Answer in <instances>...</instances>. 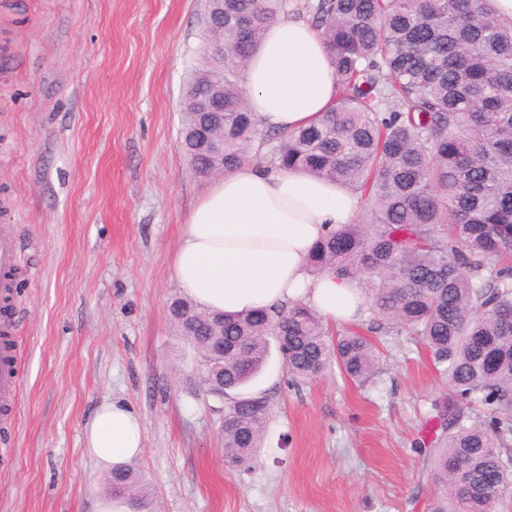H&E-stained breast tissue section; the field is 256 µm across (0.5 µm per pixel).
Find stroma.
Here are the masks:
<instances>
[{
  "label": "stroma",
  "mask_w": 512,
  "mask_h": 512,
  "mask_svg": "<svg viewBox=\"0 0 512 512\" xmlns=\"http://www.w3.org/2000/svg\"><path fill=\"white\" fill-rule=\"evenodd\" d=\"M205 0H0V231L19 250L18 385L0 399V512H97L84 447L103 402L143 428L155 512H428L422 449L448 391L412 336L381 337L373 381L295 384L279 354L260 463L224 460L221 403L169 314L172 260L210 184L178 146Z\"/></svg>",
  "instance_id": "obj_1"
}]
</instances>
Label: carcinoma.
<instances>
[{"mask_svg":"<svg viewBox=\"0 0 512 512\" xmlns=\"http://www.w3.org/2000/svg\"><path fill=\"white\" fill-rule=\"evenodd\" d=\"M303 13L324 37L335 105L277 132L271 165L340 184L361 212L313 247L308 265L359 284L369 316L332 331L295 303L242 314L175 299L177 332L197 355L206 392L224 402V460L249 471L265 447L270 406L250 386L274 339L293 380L335 366L363 386L378 371L369 335L423 343L448 382L424 457L430 512H504L512 497V21L492 0H224L208 2L204 65L192 71L180 147L205 175L194 137L203 100L224 97V169L270 133L246 105L242 72L266 27ZM224 39V64L212 46ZM224 337V363L211 353ZM110 498L146 507L130 467L112 469Z\"/></svg>","mask_w":512,"mask_h":512,"instance_id":"1","label":"carcinoma"}]
</instances>
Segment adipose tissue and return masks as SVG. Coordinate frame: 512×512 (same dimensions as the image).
<instances>
[{
    "label": "adipose tissue",
    "instance_id": "1",
    "mask_svg": "<svg viewBox=\"0 0 512 512\" xmlns=\"http://www.w3.org/2000/svg\"><path fill=\"white\" fill-rule=\"evenodd\" d=\"M244 88L260 127L293 131L336 102V77L321 36L282 17L248 60ZM361 199L333 182L247 163L224 173L191 211L173 258L182 292L201 308L245 313L299 300L327 322L366 315L356 284L313 276L306 258L336 225L352 221ZM141 422L125 404L103 403L85 429L88 452L105 467L142 451Z\"/></svg>",
    "mask_w": 512,
    "mask_h": 512
}]
</instances>
